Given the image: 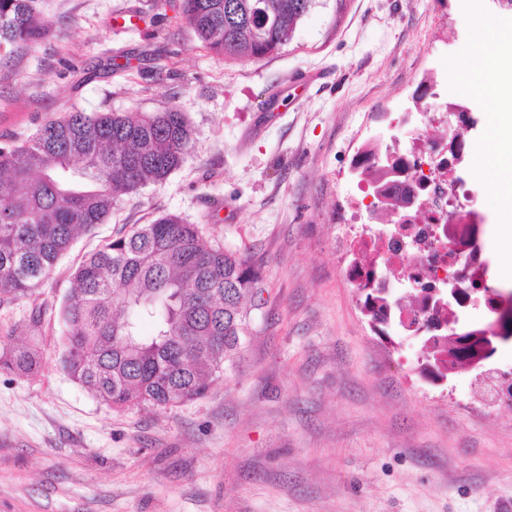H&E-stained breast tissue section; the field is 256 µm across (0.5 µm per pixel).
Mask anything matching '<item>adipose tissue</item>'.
I'll return each instance as SVG.
<instances>
[{
	"mask_svg": "<svg viewBox=\"0 0 512 512\" xmlns=\"http://www.w3.org/2000/svg\"><path fill=\"white\" fill-rule=\"evenodd\" d=\"M495 41L501 51L484 52L478 73L467 85V94L489 114L479 135L482 150L478 176L492 186L502 206V219L512 221V20L498 22Z\"/></svg>",
	"mask_w": 512,
	"mask_h": 512,
	"instance_id": "1",
	"label": "adipose tissue"
}]
</instances>
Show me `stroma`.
Returning <instances> with one entry per match:
<instances>
[{"mask_svg":"<svg viewBox=\"0 0 512 512\" xmlns=\"http://www.w3.org/2000/svg\"><path fill=\"white\" fill-rule=\"evenodd\" d=\"M179 0H41L52 34L0 63V143L68 112L185 113L182 166L79 234L38 288V371L0 374V512H500L512 502V405L476 371L428 382L418 345L371 328L350 277L369 192L349 169L367 143L407 151L468 106L465 209L483 269L497 195L473 173L476 74L504 0H316L258 61L196 38ZM426 87V102L415 95ZM276 111H268L270 95ZM172 213L260 267L236 365L168 410H114L60 367V309L82 257Z\"/></svg>","mask_w":512,"mask_h":512,"instance_id":"stroma-1","label":"stroma"}]
</instances>
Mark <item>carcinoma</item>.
I'll return each instance as SVG.
<instances>
[{
  "label": "carcinoma",
  "instance_id": "1",
  "mask_svg": "<svg viewBox=\"0 0 512 512\" xmlns=\"http://www.w3.org/2000/svg\"><path fill=\"white\" fill-rule=\"evenodd\" d=\"M40 0H0V60L50 36ZM314 0H179L197 39L226 59L259 60L286 43ZM192 128L171 108L146 113L75 111L29 138L0 145V307L32 299L75 237L112 214L124 196L166 180L190 148ZM363 175L387 182L388 165L367 148ZM405 188L378 201L403 211ZM61 309L62 369L107 406L161 409L202 398L235 364L247 300L260 280L251 257L209 241L197 224L163 214L104 242L77 266ZM369 320L385 329L388 301L367 292ZM151 324L147 335L143 322ZM430 355L448 371V331ZM36 365L31 349L0 352V373Z\"/></svg>",
  "mask_w": 512,
  "mask_h": 512
}]
</instances>
